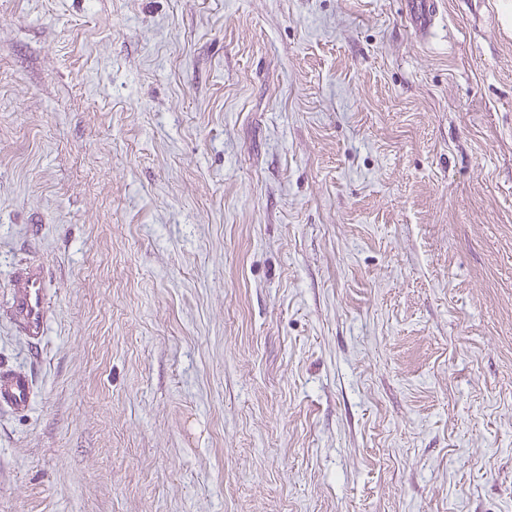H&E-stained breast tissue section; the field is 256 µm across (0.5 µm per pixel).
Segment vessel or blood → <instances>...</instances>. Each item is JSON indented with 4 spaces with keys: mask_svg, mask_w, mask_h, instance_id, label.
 <instances>
[{
    "mask_svg": "<svg viewBox=\"0 0 512 512\" xmlns=\"http://www.w3.org/2000/svg\"><path fill=\"white\" fill-rule=\"evenodd\" d=\"M22 283L12 299V312L24 336L41 340L47 331L49 311L45 276L37 268L25 269ZM34 386L30 375L19 371H0V406L21 411L30 407Z\"/></svg>",
    "mask_w": 512,
    "mask_h": 512,
    "instance_id": "b4317fda",
    "label": "vessel or blood"
}]
</instances>
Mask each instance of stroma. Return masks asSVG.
Masks as SVG:
<instances>
[{
	"label": "stroma",
	"mask_w": 512,
	"mask_h": 512,
	"mask_svg": "<svg viewBox=\"0 0 512 512\" xmlns=\"http://www.w3.org/2000/svg\"><path fill=\"white\" fill-rule=\"evenodd\" d=\"M440 4L0 0V512H512V0ZM20 278L21 286L12 299L13 316L24 336L39 341L49 322L45 276L38 268H28ZM34 386L30 375L19 371H0V406L16 411L30 407Z\"/></svg>",
	"instance_id": "obj_1"
}]
</instances>
